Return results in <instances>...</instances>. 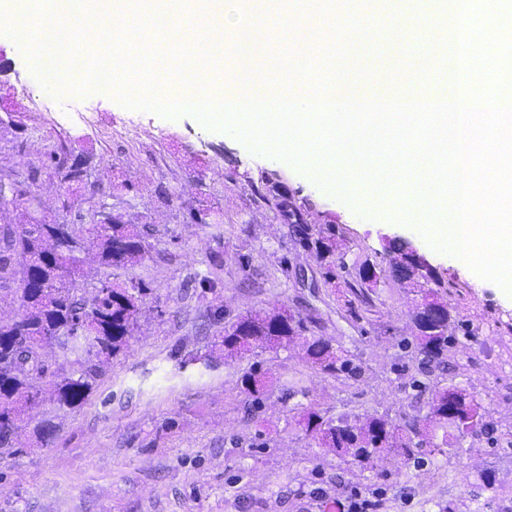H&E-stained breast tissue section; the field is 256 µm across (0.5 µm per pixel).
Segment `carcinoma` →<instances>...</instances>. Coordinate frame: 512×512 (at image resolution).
I'll use <instances>...</instances> for the list:
<instances>
[{
	"mask_svg": "<svg viewBox=\"0 0 512 512\" xmlns=\"http://www.w3.org/2000/svg\"><path fill=\"white\" fill-rule=\"evenodd\" d=\"M71 160L68 172L61 175L66 184L64 204L81 201L85 184L82 167L89 157L64 151H53L42 168L59 170ZM0 201L19 211L17 224L0 225V288L15 284L14 294L19 313L10 321L0 320V456L21 451L18 440L20 423L27 411L50 400L60 408L75 409L92 395L98 378L132 336L138 314L136 297L120 285L107 283L106 293L87 298L79 294L77 284L84 273V237L72 224L49 221L41 215L36 197L29 189L11 191V199L0 193ZM284 221L294 228L299 244L315 250L325 270L326 280H336V267H344L336 253L335 226L318 228L305 221L298 206L278 203ZM98 244L99 264L104 267L134 265L144 259L145 233L135 224L115 218L103 225H92ZM394 276L410 283L424 294L413 323L415 339L428 361L443 363L454 343L459 328L439 295L441 278L433 270H423L412 255L401 254L392 265ZM81 325L84 333L69 346L55 336L60 328ZM304 322L280 311L246 315L224 329L222 345L230 351L286 348L302 338ZM55 346L61 356L71 360L77 369L67 377L51 371L42 352ZM307 352L320 371L333 377H351L361 373L347 352L335 349L322 340L308 344ZM481 416L474 399L456 392L453 405H448V389L436 390L428 402L424 417L427 427L452 428L458 435L472 433L480 425ZM298 424L314 433L320 445L332 448L340 456L368 463L385 448H401L408 458H415L409 441H396L397 426L383 418L367 417L360 425L342 419H324L318 412H302Z\"/></svg>",
	"mask_w": 512,
	"mask_h": 512,
	"instance_id": "1",
	"label": "carcinoma"
}]
</instances>
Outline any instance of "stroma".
I'll return each mask as SVG.
<instances>
[{
  "label": "stroma",
  "instance_id": "35a3bbf8",
  "mask_svg": "<svg viewBox=\"0 0 512 512\" xmlns=\"http://www.w3.org/2000/svg\"><path fill=\"white\" fill-rule=\"evenodd\" d=\"M410 0H290L267 6L272 37L258 49L271 95L289 93L276 60L290 35L315 31L309 52L321 54L333 25L355 14L384 30L362 42L336 90L362 98H420L440 84L438 48L419 39L406 18ZM14 70L11 94L19 128H0V187H32L47 219L88 228L99 207L148 230L145 258L133 266L98 264L87 249L91 296L99 280L145 288L138 323L98 380L90 400L61 410L33 409V427H53L46 446L0 457V512H326L329 503L374 502L373 512H512V295L449 254L431 249L413 226L388 210L352 206L306 170L253 152L231 132L191 113L168 117L124 107L94 92H45L30 82L25 50L0 34ZM368 78L353 75V68ZM94 154L80 207L63 206L54 171L29 185L30 168L60 145ZM301 206L308 223L332 224L349 273L375 265L378 282L361 302L343 281L326 283L315 252L296 241L268 193L269 183ZM211 210L219 222L197 224L190 212ZM417 249L448 283L459 323L444 370L428 374L414 340L412 315L421 294L391 272L386 241ZM285 309L302 318L308 339L347 351L362 372L335 378L312 365L307 346L227 352L224 327L237 318ZM260 372V394L242 375ZM466 389L483 425L433 448L432 433L411 431L435 388ZM325 417L387 419L419 444L421 464L395 451L366 467L321 447L299 427L302 411Z\"/></svg>",
  "mask_w": 512,
  "mask_h": 512
}]
</instances>
